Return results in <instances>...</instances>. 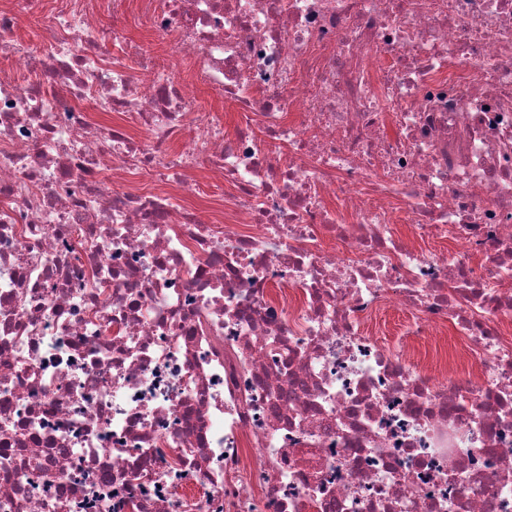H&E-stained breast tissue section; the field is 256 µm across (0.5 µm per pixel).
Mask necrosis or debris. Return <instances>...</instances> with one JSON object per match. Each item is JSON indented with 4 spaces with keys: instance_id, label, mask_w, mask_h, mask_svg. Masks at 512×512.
Instances as JSON below:
<instances>
[{
    "instance_id": "1",
    "label": "necrosis or debris",
    "mask_w": 512,
    "mask_h": 512,
    "mask_svg": "<svg viewBox=\"0 0 512 512\" xmlns=\"http://www.w3.org/2000/svg\"><path fill=\"white\" fill-rule=\"evenodd\" d=\"M105 10L0 0V512H512V0ZM136 1L137 0H127L128 10L124 22L129 30V35L143 43L147 48L159 54H163L165 50V37L138 26L135 20ZM199 94L201 95L202 103L207 109L224 115V129L229 133H233L236 129V112L234 106L224 99L213 96L205 88H200ZM406 314L401 311L387 310L380 315L377 324L372 330L376 336H391L394 339H404L407 336H401L404 332Z\"/></svg>"
}]
</instances>
